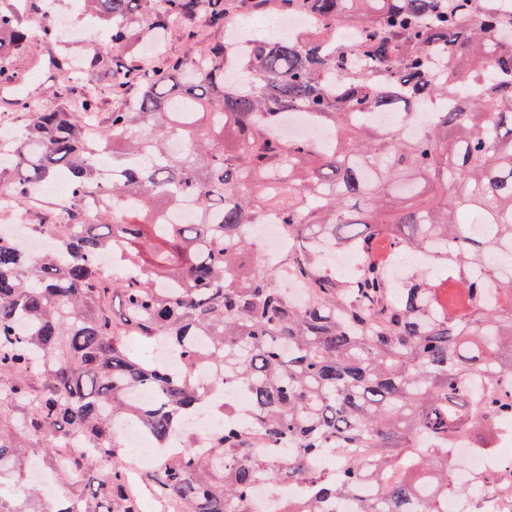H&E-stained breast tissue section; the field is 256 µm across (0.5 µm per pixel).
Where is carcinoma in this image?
<instances>
[{
	"mask_svg": "<svg viewBox=\"0 0 512 512\" xmlns=\"http://www.w3.org/2000/svg\"><path fill=\"white\" fill-rule=\"evenodd\" d=\"M83 2L112 56H49L79 107L17 101L18 122L0 144L13 153L0 181L14 196L63 179L72 209L103 198L42 256L0 238V512H142L118 424L158 448L182 439L145 477L180 512H250L254 483L284 475L301 496L283 512H320L390 462L404 479L381 484L358 512H443L453 474L438 445L474 431L478 413L512 421V9L496 0L481 12L474 0ZM343 3L358 25L350 42L339 30ZM281 11L313 27L259 38L242 61L224 44L155 65L133 50L164 39L173 19L224 30ZM21 17L0 8V77L29 44ZM232 65L242 72L235 86L224 83ZM90 74L115 102L96 140L85 131L99 108ZM287 112L334 142L254 140L252 130ZM383 112L397 125L380 126ZM185 201L195 223H172ZM270 216L293 228L288 268L314 285L304 308L276 288L275 269L241 263L256 246L243 225ZM380 231L399 250L432 254L431 264L394 282L364 258ZM320 240L363 256L350 284L319 268ZM109 250L137 276L106 274L98 258ZM127 336L188 364L202 357L224 385L246 391L250 420L133 354ZM484 372L501 380L473 389ZM142 387L156 391L155 404L137 400ZM207 405L226 423L201 442L185 424ZM76 431L97 448L73 450ZM255 434L294 452L264 456ZM418 435L436 447L411 451ZM328 448H372L373 463L326 475L312 461ZM40 455L68 482L46 506L25 481Z\"/></svg>",
	"mask_w": 512,
	"mask_h": 512,
	"instance_id": "obj_1",
	"label": "carcinoma"
}]
</instances>
